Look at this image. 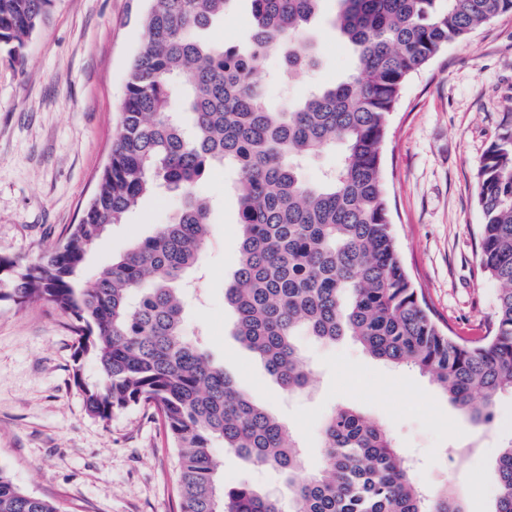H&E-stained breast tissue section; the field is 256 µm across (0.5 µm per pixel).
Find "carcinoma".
<instances>
[{"label": "carcinoma", "mask_w": 512, "mask_h": 512, "mask_svg": "<svg viewBox=\"0 0 512 512\" xmlns=\"http://www.w3.org/2000/svg\"><path fill=\"white\" fill-rule=\"evenodd\" d=\"M143 45L130 63L111 164L66 241L19 266L0 257V301H43L68 314L77 335L72 380L87 412L103 421L152 404L178 451L180 512H284L280 498L241 482L224 487L211 448L283 475L289 512H465L448 490L414 479L393 437L342 406L323 427V467L303 473L296 441L201 345L183 317L186 273L209 239L200 193L216 166L237 175L238 265L226 300L233 335L289 393L309 383L294 339L343 336L394 366L428 376L472 423L492 419L512 391V113L503 114L477 168L483 215L478 258L498 286L482 336L442 327L400 259L383 175L388 116L409 77L448 43L512 14V0H337L336 36L355 68L291 106L270 105L258 61L281 55L292 74L317 64L307 36L324 0H251L247 45L203 40L235 0H147ZM52 0H0V50L22 63ZM181 102L185 127L172 109ZM337 151L336 168L311 183L303 165ZM165 188L182 206L172 221L101 268L75 275L109 226ZM97 367L84 375V362ZM494 512H512V442L497 458ZM0 512H62L0 468Z\"/></svg>", "instance_id": "carcinoma-1"}]
</instances>
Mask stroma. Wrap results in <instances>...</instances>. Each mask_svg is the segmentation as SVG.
<instances>
[{"label":"stroma","instance_id":"35a3bbf8","mask_svg":"<svg viewBox=\"0 0 512 512\" xmlns=\"http://www.w3.org/2000/svg\"><path fill=\"white\" fill-rule=\"evenodd\" d=\"M326 0L310 33L320 66L288 78L278 56L272 104L332 85L354 66L330 26ZM146 0H53L25 62L0 51V257L29 262L63 241L95 193L119 128L128 65L142 44ZM512 113V15L448 43L407 81L388 118L383 169L400 257L442 325L476 336L492 320L497 286L482 277L476 251L483 216L476 170L504 113ZM231 169L210 170L201 190L214 203L200 256L199 289L186 307L188 333L202 332L211 357L298 437L307 471L323 464L322 429L338 407L381 423L416 462L417 482L450 489L467 512H493L494 461L512 441V393L500 394L489 424L468 421L427 377L369 356L343 338L296 337L313 373L309 392L288 394L233 336L224 297L237 267L238 203ZM177 195L142 200L87 254L91 278L135 240L170 221ZM75 333L45 302H0V467L24 490L66 512H180L178 456L155 407L132 406L103 421L88 415L71 382ZM225 485L249 481L287 498L277 471L216 445Z\"/></svg>","mask_w":512,"mask_h":512}]
</instances>
